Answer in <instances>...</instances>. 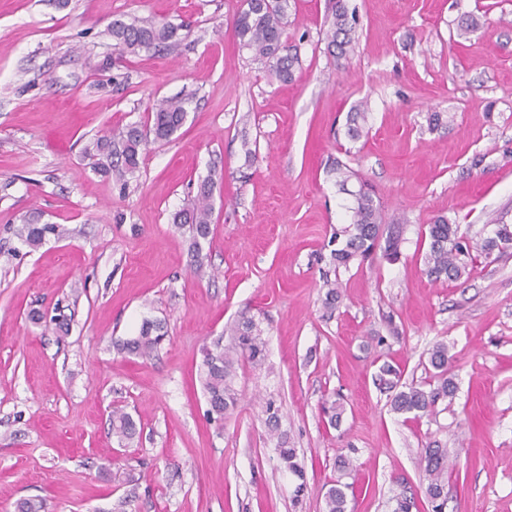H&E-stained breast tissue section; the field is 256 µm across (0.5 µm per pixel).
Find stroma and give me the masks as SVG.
I'll use <instances>...</instances> for the list:
<instances>
[{"instance_id": "obj_1", "label": "stroma", "mask_w": 512, "mask_h": 512, "mask_svg": "<svg viewBox=\"0 0 512 512\" xmlns=\"http://www.w3.org/2000/svg\"><path fill=\"white\" fill-rule=\"evenodd\" d=\"M347 5L359 39L339 60L328 0H289L283 38L298 43L300 69L284 83L239 50L241 0H0V512L40 498L49 512H113L126 496L127 512H323L340 479L348 512H391L401 492L432 512L420 464L430 441L451 461L446 512H512V250L477 256L457 283L430 280L422 261L436 217L474 240L512 224V0ZM466 14L482 27L463 38ZM134 18L191 31L123 57L107 30ZM176 95L183 126L149 144L126 183L94 170L89 145ZM361 101L367 132L353 142L346 115ZM433 112L447 126L429 129ZM335 158L372 186L386 223H402L398 261L329 265L352 203L327 173ZM208 176L213 233L198 274L173 218ZM28 216L67 233L30 249L14 233ZM332 272L342 298L329 313ZM248 318L267 357L238 368L237 407L218 422L202 349ZM146 319L165 324L158 353L119 354L115 341ZM438 342L455 398L415 421L393 412L380 365L428 385ZM269 400L304 467L298 503ZM115 408L141 430L126 448Z\"/></svg>"}]
</instances>
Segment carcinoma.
<instances>
[{
	"label": "carcinoma",
	"mask_w": 512,
	"mask_h": 512,
	"mask_svg": "<svg viewBox=\"0 0 512 512\" xmlns=\"http://www.w3.org/2000/svg\"><path fill=\"white\" fill-rule=\"evenodd\" d=\"M328 25V50L338 59L347 58L355 49L358 35L346 0H335ZM287 26L288 0H244V7L234 19V35L239 48L250 51L276 78L292 82L299 68V54L297 47L282 40ZM182 30L181 24L175 26L139 19L130 22L115 20L109 35L120 54L137 55L143 50L177 45L181 41ZM186 115L185 99L181 97H169L152 104L147 107L145 124L130 126L123 132L120 150H112V143L106 137H100L93 143L92 150L97 156L95 168L118 182L125 181L126 176L139 167L142 152L149 141H168L182 127ZM366 124L367 105L361 102L347 114L345 134L348 139L359 140L365 132ZM329 174L342 187L347 186L355 176L351 168L339 160L332 164ZM213 187L212 179L203 180L190 205L177 215V227L189 228L193 251L197 255L201 251L200 241L208 239L213 232ZM353 197L350 224L337 229L333 234V240L341 242L340 247L331 250V263L335 269H347L357 258L365 259L377 251L388 261L398 260L402 244L400 225H384L380 206L365 185H360ZM17 235L28 247L37 249L49 235L58 238L64 236L65 229L58 224L27 223L17 229ZM511 248V224L498 223L492 236L473 241L459 234L458 225L439 216L428 225L424 272L433 281H459L470 274L472 253L477 252L488 258L496 251L501 253ZM323 287L326 288L324 307L332 311L341 300V285L339 281L325 277ZM166 337L165 326L161 321L146 319L138 334L117 341L116 349L128 356L150 355L160 348ZM264 358L265 339L252 319L237 324L230 344H224L220 337L205 349L200 381L209 405V415L222 420L236 406L237 393L233 380L238 362L247 361L257 366L262 364ZM449 360L447 346L437 344L431 349L428 362L434 369L433 378L437 386L428 391L420 386L403 384L400 369L388 363L380 366L376 381L388 393L393 411L420 418L432 411L438 402L454 395V382L448 378ZM110 422L112 435L121 446L134 442L139 434L136 422L126 412L118 409L112 411ZM277 451L283 467L299 480L295 494L298 498L304 492L305 483L296 450L286 447V441L283 440ZM421 465L427 479L426 495L434 503V512H445L448 504V449L436 441L427 443L421 451ZM347 488L349 484L339 482L330 489L325 499L324 512H346Z\"/></svg>",
	"instance_id": "cac0c4a2"
}]
</instances>
